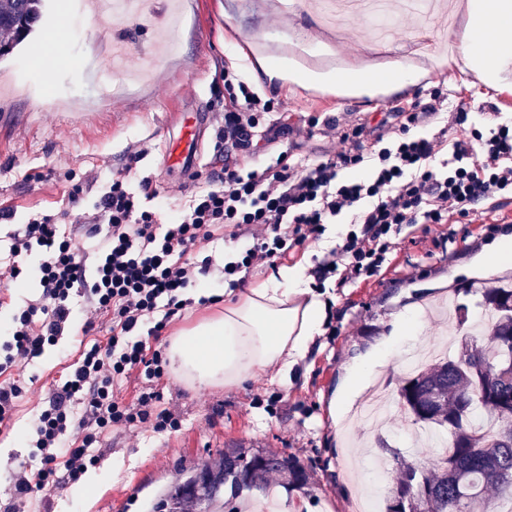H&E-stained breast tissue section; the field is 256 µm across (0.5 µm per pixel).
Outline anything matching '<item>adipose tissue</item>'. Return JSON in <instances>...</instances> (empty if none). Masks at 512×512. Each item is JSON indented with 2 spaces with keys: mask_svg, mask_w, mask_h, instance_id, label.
I'll use <instances>...</instances> for the list:
<instances>
[{
  "mask_svg": "<svg viewBox=\"0 0 512 512\" xmlns=\"http://www.w3.org/2000/svg\"><path fill=\"white\" fill-rule=\"evenodd\" d=\"M466 24L472 37L467 59L485 83L499 81L505 63L499 42L512 36V0H467ZM421 78L419 70L390 73L333 70L330 83L356 92L379 87L401 91ZM327 303L310 286L305 267L283 266L257 286L243 289L223 312L173 336L167 355L173 377L197 385L234 388L257 372L275 368L288 385L295 368L323 331Z\"/></svg>",
  "mask_w": 512,
  "mask_h": 512,
  "instance_id": "1",
  "label": "adipose tissue"
}]
</instances>
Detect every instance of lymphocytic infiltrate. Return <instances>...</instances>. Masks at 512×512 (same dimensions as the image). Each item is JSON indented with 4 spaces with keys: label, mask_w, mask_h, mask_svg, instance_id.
Returning a JSON list of instances; mask_svg holds the SVG:
<instances>
[{
    "label": "lymphocytic infiltrate",
    "mask_w": 512,
    "mask_h": 512,
    "mask_svg": "<svg viewBox=\"0 0 512 512\" xmlns=\"http://www.w3.org/2000/svg\"><path fill=\"white\" fill-rule=\"evenodd\" d=\"M230 108L218 138L231 147L247 146L254 135L274 141L288 132V115L263 98L232 71H225ZM424 112L419 104L400 108L393 131L377 135L376 162L365 168L362 151L350 150L366 128L345 123L339 139L346 145L326 159L246 166L225 162L206 174L203 185L173 221H161L152 202L156 192L133 190L127 171L113 173L85 205L86 189L70 191L60 214L34 213L12 236L10 279L36 261L37 298L14 317L0 341V426H9L25 393L5 371L41 356L67 336L76 317V299H85L92 316L109 321L104 339L84 343L44 399L33 427V467L14 474L17 497L60 484L81 481L101 459L103 437L118 426H146L162 433L179 421L161 405L163 394L154 383L164 375L162 350L147 345L146 336H161L173 318L194 305V293L214 272L238 287L244 276L299 252L319 240L329 224L345 215L353 227L312 271L317 286L327 280L346 285L380 271L388 259L392 236L403 224H444L449 215L470 217L491 195L512 190V120L488 133L449 138L447 129L432 137L413 135ZM440 167H433V160ZM343 169L356 170L340 179ZM90 225L102 234L94 259L75 247L69 224ZM250 242L236 260L216 263L206 255L218 233ZM138 376L145 385L133 400L117 393L119 381Z\"/></svg>",
    "instance_id": "f902f5d3"
}]
</instances>
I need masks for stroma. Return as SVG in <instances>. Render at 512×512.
<instances>
[{
	"label": "stroma",
	"instance_id": "1",
	"mask_svg": "<svg viewBox=\"0 0 512 512\" xmlns=\"http://www.w3.org/2000/svg\"><path fill=\"white\" fill-rule=\"evenodd\" d=\"M456 20L445 33L442 15L424 17L418 35L411 20L399 15L394 39L374 44L362 17L345 19L326 13L312 0H185L184 22L173 52L154 53L152 28L128 23L113 30L88 5L78 0H46L43 18L27 44L0 62V211L13 219L0 220V248L30 213H58L68 201L67 172L96 175L106 182L113 172L129 168V185L150 181L163 220L181 212L198 184L164 175V128L182 113L199 108L209 112L212 127H220L229 97L225 70L253 81L258 59L297 64L312 69L314 54L332 49L341 66L349 68L423 66L427 74L403 92L350 94L323 85L254 83L264 97L274 99L290 117L291 130L267 150H230L231 159L259 165L280 152L294 159L318 160L341 150L330 120L353 113L368 134L358 146L372 148L371 132L396 122L394 107L446 101L448 109L426 120L418 135L432 137L440 127L458 136L470 128L488 130L512 117V65L500 83L486 85L467 65L465 0H449ZM69 37L50 45L46 37L57 25ZM100 39L123 41L131 63H144L141 75L125 76L101 60L97 82L82 78L87 54ZM53 66H45V57ZM141 151L138 163L129 156ZM512 230V192L491 195L471 221L449 217L444 224H406L394 236L388 261L376 275L336 287L327 281L330 315L322 336L293 375L289 388H280L273 370L259 372L232 389L188 387L164 374L156 386L164 405L180 421L177 429L155 433L144 427L112 429L102 443L96 467L100 485L84 488L74 498L73 486L19 500L13 474L26 461V440L43 398L65 367L79 355L85 339V314H78L71 336L46 350L10 376L28 390L20 398L13 427L0 431V505L15 512H154L168 486L198 464L220 461L225 449L236 446L296 455L309 473L303 488L284 489L280 478L271 484L278 495L271 512H354L359 496L384 490L398 468V456L429 458L421 446H407L414 424L392 406L385 423L369 427L352 414L334 415V403L346 384L347 366L370 349L380 362L375 383L396 397L405 376V348L431 347L430 330L421 322L392 335L394 315L407 309L428 313L447 297L466 308L469 319L481 316L483 291L500 279H512V262L500 276L485 270L487 246L503 229ZM34 277L0 282V332L35 293ZM278 397L276 408L266 400Z\"/></svg>",
	"mask_w": 512,
	"mask_h": 512
}]
</instances>
